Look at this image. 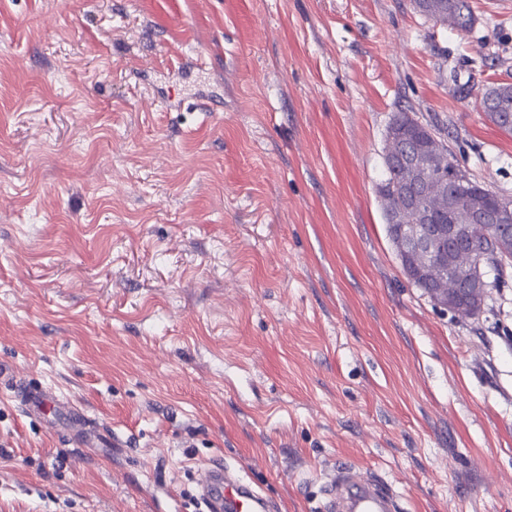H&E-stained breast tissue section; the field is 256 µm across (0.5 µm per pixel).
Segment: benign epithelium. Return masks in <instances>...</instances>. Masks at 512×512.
<instances>
[{
  "label": "benign epithelium",
  "mask_w": 512,
  "mask_h": 512,
  "mask_svg": "<svg viewBox=\"0 0 512 512\" xmlns=\"http://www.w3.org/2000/svg\"><path fill=\"white\" fill-rule=\"evenodd\" d=\"M402 145L394 136L387 137L385 157L401 158L404 168V194L407 209H396L392 223L398 227L392 242L396 247L401 266L417 281L434 284L429 292L433 304L458 315L469 317L483 310L490 284L485 280L490 266L506 267L512 259V199L502 198L494 208L484 206L483 199L468 196L463 200L448 196L444 182H437L433 175L442 172L451 163L448 151L439 146L422 153H403ZM450 210L452 224L436 223V216ZM488 224L484 251L472 252L466 242L472 238L474 222ZM451 266L455 279L466 285V292L473 303L467 312L457 306L459 289L443 277V269Z\"/></svg>",
  "instance_id": "1"
}]
</instances>
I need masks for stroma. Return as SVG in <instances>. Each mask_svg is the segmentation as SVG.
Returning a JSON list of instances; mask_svg holds the SVG:
<instances>
[{
  "mask_svg": "<svg viewBox=\"0 0 512 512\" xmlns=\"http://www.w3.org/2000/svg\"><path fill=\"white\" fill-rule=\"evenodd\" d=\"M0 0V512H200L214 462L316 512L340 463L404 512H512V272L478 318L404 274L399 111L512 196V0ZM204 99L209 112L179 100ZM468 0H433L430 2H439L443 5L444 10L447 13L449 21H440L435 19L433 16L418 10L426 17L434 20L436 23L442 25H449L452 29L458 32H468L475 24L476 19L474 18L471 9L467 3ZM402 165L400 161L395 164H388L385 161V176L377 188H385L388 191L390 203L393 207L405 204V197L402 192ZM0 385L8 388L15 401L29 413L39 414L45 406L56 404L63 407L60 400L47 388L35 386L19 377L16 372L0 364Z\"/></svg>",
  "mask_w": 512,
  "mask_h": 512,
  "instance_id": "stroma-1",
  "label": "stroma"
}]
</instances>
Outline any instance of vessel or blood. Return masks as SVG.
Instances as JSON below:
<instances>
[{
    "mask_svg": "<svg viewBox=\"0 0 512 512\" xmlns=\"http://www.w3.org/2000/svg\"><path fill=\"white\" fill-rule=\"evenodd\" d=\"M0 385L8 388L14 400L30 413H41L45 406L57 401L47 388L33 385L1 365ZM199 492L210 512H278L275 502L227 476L220 462L206 469ZM325 494L324 512H400L401 509L398 495L387 483L348 464L333 469L325 484Z\"/></svg>",
    "mask_w": 512,
    "mask_h": 512,
    "instance_id": "vessel-or-blood-1",
    "label": "vessel or blood"
}]
</instances>
